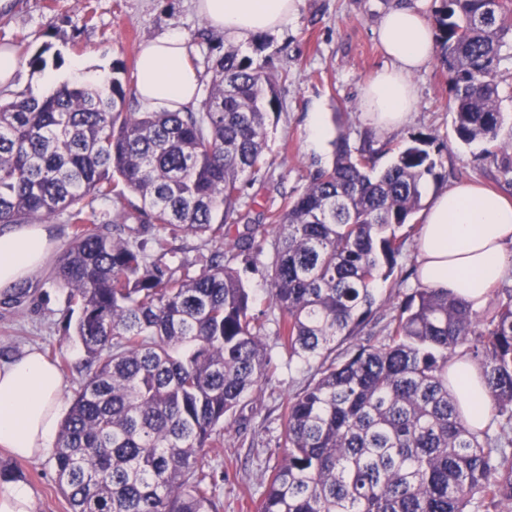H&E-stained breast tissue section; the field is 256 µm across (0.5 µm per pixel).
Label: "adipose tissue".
<instances>
[{
    "mask_svg": "<svg viewBox=\"0 0 512 512\" xmlns=\"http://www.w3.org/2000/svg\"><path fill=\"white\" fill-rule=\"evenodd\" d=\"M301 0H196L214 30L243 39L279 31ZM377 34L390 63L362 89L368 123L382 130L405 125L416 107L413 73L435 56V32L421 6L399 4L380 20ZM139 100L171 111L185 109L200 92L199 73L183 37L172 33L140 47L134 73ZM417 276L426 288L452 291L482 306L512 271V199L474 183L431 193L420 216ZM53 244L40 224H14L0 232V292L37 278ZM461 415L485 425L492 405L479 367L466 356L448 369ZM63 379L41 351L27 348L0 363V447L32 460L51 447L64 412Z\"/></svg>",
    "mask_w": 512,
    "mask_h": 512,
    "instance_id": "ef3b65f1",
    "label": "adipose tissue"
}]
</instances>
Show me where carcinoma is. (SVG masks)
<instances>
[{
    "instance_id": "carcinoma-1",
    "label": "carcinoma",
    "mask_w": 512,
    "mask_h": 512,
    "mask_svg": "<svg viewBox=\"0 0 512 512\" xmlns=\"http://www.w3.org/2000/svg\"><path fill=\"white\" fill-rule=\"evenodd\" d=\"M432 24L463 144L493 140L506 0H439ZM197 108L135 112L128 67L0 101V226L71 225L56 275L77 308L89 368L52 459L70 512H217L200 457L260 391L274 361L239 272L216 251L178 277L159 258L179 238L241 253L229 238L266 164L279 75L228 46ZM419 134L380 175L334 142V160L270 216L269 293L289 358L317 363L282 413L285 452L259 512H512V288L484 307L436 288L399 306L384 342L354 341L397 265L396 231L421 207L436 159ZM103 200L109 209L99 210ZM349 343L336 357V345ZM467 354L492 404L482 430L460 417L448 367Z\"/></svg>"
}]
</instances>
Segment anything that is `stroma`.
I'll use <instances>...</instances> for the list:
<instances>
[{
	"mask_svg": "<svg viewBox=\"0 0 512 512\" xmlns=\"http://www.w3.org/2000/svg\"><path fill=\"white\" fill-rule=\"evenodd\" d=\"M392 2L301 0L297 16L287 26L264 34V50H257L251 39L240 44L243 54L268 70L287 72L288 77L276 86L281 110L271 114L266 125V166L261 177L245 189L253 202L249 221L232 226V234L245 233L247 225L264 223L287 199L304 190L311 172L332 163V144L316 150L307 143L306 127L315 110L322 113L332 136L346 138L352 152L372 151L379 171L391 164L411 136H428L437 167L424 182L425 192L477 181L512 196V154L499 149L500 144L512 142L511 42L502 47L497 69L502 119L495 141L468 145L458 141L447 75L437 60L412 77L417 105L407 125L381 133L365 121L361 88L387 63L375 29ZM203 30L208 33L204 40L199 37ZM171 33L184 37L202 84H209L212 74L207 64L223 54L229 41L222 33L207 30L193 0H13L9 11L0 12V44L18 48L19 88L34 95L44 71L66 72L79 59L92 70H111L116 59L132 65L142 42ZM37 54L45 59V70L30 66ZM419 223L414 216L401 228L404 246L398 265L387 280L378 283V301L357 334L359 341L382 342L398 305L416 290ZM51 228L56 246L44 272L15 292L0 295V361L28 346L38 347L53 362L67 360L70 368L63 379L64 400L69 403L85 378L86 355L67 325V290L55 278L58 260L71 242V228L59 220ZM224 261L240 271L256 298L255 311L265 317L266 341L274 346L276 368L261 391L245 399L227 422L223 448L208 453L202 466L217 481L218 512H258L269 470L284 453L281 415L285 402L307 385L313 369L289 361L286 352L274 345L279 311L269 297L266 268L270 251L253 259L229 251ZM0 470L30 488L38 512H69L50 458L19 460L0 448Z\"/></svg>",
	"mask_w": 512,
	"mask_h": 512,
	"instance_id": "obj_1",
	"label": "stroma"
}]
</instances>
